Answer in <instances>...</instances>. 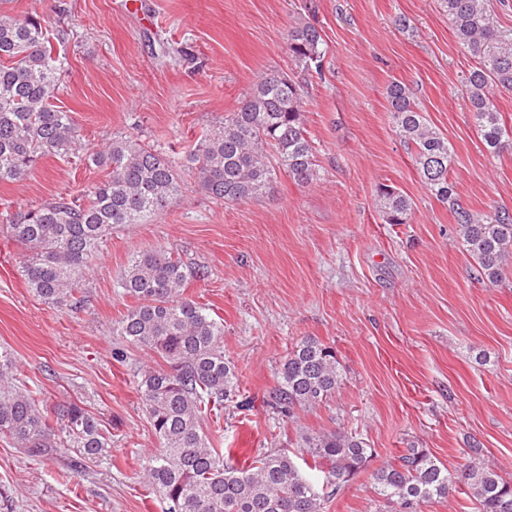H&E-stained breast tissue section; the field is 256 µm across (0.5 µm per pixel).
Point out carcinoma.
<instances>
[{
    "label": "carcinoma",
    "instance_id": "carcinoma-1",
    "mask_svg": "<svg viewBox=\"0 0 512 512\" xmlns=\"http://www.w3.org/2000/svg\"><path fill=\"white\" fill-rule=\"evenodd\" d=\"M456 38L477 61L466 78L472 121L493 155L512 147V122L496 93H512V34L493 25L489 0H441ZM55 33L37 16L0 12V182H20L48 156L77 157L108 170L81 203L59 195L33 209L0 213V232L28 253L22 276L33 293L53 305L82 303L79 287L99 249L121 224H140L179 195L184 177L211 199L237 204L271 194L277 174L301 186L317 180L314 146L301 119L304 88L277 73L260 78L224 121L212 127L181 164L132 134L112 138L93 152L81 147L70 112L53 98L64 75ZM288 53L303 71L322 74L327 53L318 28L288 31ZM396 135L413 150L425 187L454 206L476 278L495 285L512 267V215L475 214L459 205L449 177L448 139L431 126L400 81L387 87ZM387 224H408L411 203L391 186L377 190ZM206 271L165 249L135 254L121 277L133 300L112 335L149 350L165 366L140 369V398L158 446L144 482L168 502V512H326L376 455L360 435L345 429L299 433L294 450L267 448L245 467L232 449L213 447L202 421L230 405L244 410L241 379L224 356V323L185 294ZM7 354H0V438L41 461H63L81 471L112 448L110 433L77 403L40 407L37 393L8 386ZM342 372L333 347L305 338L288 351L266 404L291 419L336 393ZM469 461L448 469L425 448H406L370 474L374 512H421L422 504L467 489L473 512H512V481L485 461L481 443ZM315 472L310 477L302 467Z\"/></svg>",
    "mask_w": 512,
    "mask_h": 512
}]
</instances>
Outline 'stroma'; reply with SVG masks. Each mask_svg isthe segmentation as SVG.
Returning <instances> with one entry per match:
<instances>
[{
	"label": "stroma",
	"mask_w": 512,
	"mask_h": 512,
	"mask_svg": "<svg viewBox=\"0 0 512 512\" xmlns=\"http://www.w3.org/2000/svg\"><path fill=\"white\" fill-rule=\"evenodd\" d=\"M1 11L59 31L66 73L55 103L87 149L131 132L185 161L275 70L304 87L320 176L302 187L282 173L272 195L231 205L186 181L165 211L113 231L77 309L34 295L24 249L0 235V351L18 386L50 407L84 406L112 435L111 455L72 474L0 439V512H166L142 483L157 440L137 369L152 357L131 348L115 360L112 334L130 303L120 286L130 257L159 248L205 269L188 293L223 319L224 354L253 400L203 423L237 464L288 447L297 429L342 427L376 449L372 469L410 446L458 468L476 439L512 478V274L495 285L473 277L453 210L421 182L388 112L386 88L401 81L454 148L460 203L512 213V149L491 155L471 122L465 79L475 61L440 0H0ZM308 21L327 43L319 76L288 53L289 30ZM105 176L76 158L42 159L27 180L0 184V212L88 195ZM382 184L410 199V223L383 221ZM306 337L335 348L343 382L291 421L265 397ZM372 498L365 471L327 510L373 512Z\"/></svg>",
	"instance_id": "1"
}]
</instances>
